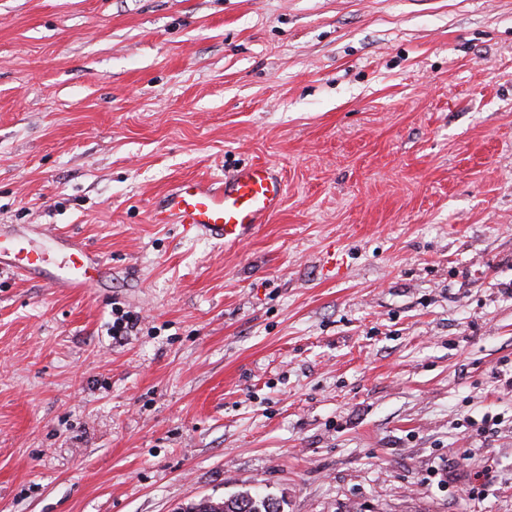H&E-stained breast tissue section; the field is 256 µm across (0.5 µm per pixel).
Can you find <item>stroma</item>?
I'll return each instance as SVG.
<instances>
[{"instance_id": "35a3bbf8", "label": "stroma", "mask_w": 512, "mask_h": 512, "mask_svg": "<svg viewBox=\"0 0 512 512\" xmlns=\"http://www.w3.org/2000/svg\"><path fill=\"white\" fill-rule=\"evenodd\" d=\"M251 162L247 243L152 221ZM11 224L112 279L0 274V512H512V0H0ZM118 304L116 302L112 306V325L108 332L112 340H122L126 336H131L139 324L138 317L125 312ZM185 512H281V508L270 495L246 493L224 500L203 499Z\"/></svg>"}]
</instances>
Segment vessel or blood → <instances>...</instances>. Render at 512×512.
Instances as JSON below:
<instances>
[{
  "instance_id": "b4317fda",
  "label": "vessel or blood",
  "mask_w": 512,
  "mask_h": 512,
  "mask_svg": "<svg viewBox=\"0 0 512 512\" xmlns=\"http://www.w3.org/2000/svg\"><path fill=\"white\" fill-rule=\"evenodd\" d=\"M279 170L266 163L239 167L224 178L178 182L157 198L152 220L178 224L186 232L232 247L249 241L262 224L276 215L284 201ZM49 250L30 247L26 231L0 239V270L42 275L49 287L79 293L105 287L109 267L87 254L81 245L49 234Z\"/></svg>"
}]
</instances>
